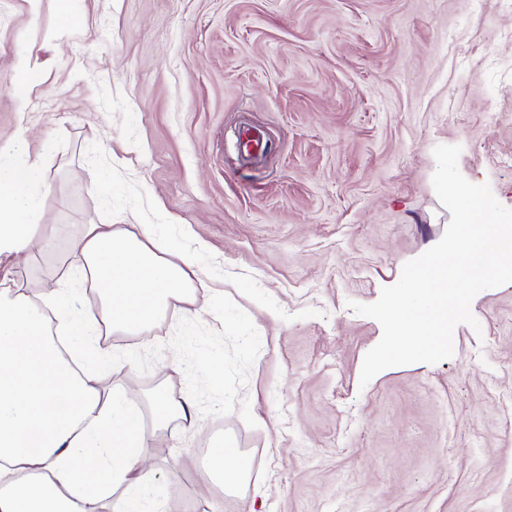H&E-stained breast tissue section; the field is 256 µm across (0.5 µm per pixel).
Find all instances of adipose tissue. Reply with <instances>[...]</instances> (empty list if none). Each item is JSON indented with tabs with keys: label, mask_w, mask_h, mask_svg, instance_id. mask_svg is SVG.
<instances>
[{
	"label": "adipose tissue",
	"mask_w": 512,
	"mask_h": 512,
	"mask_svg": "<svg viewBox=\"0 0 512 512\" xmlns=\"http://www.w3.org/2000/svg\"><path fill=\"white\" fill-rule=\"evenodd\" d=\"M38 184L39 163L17 135L0 150V257L53 249L52 238L37 233ZM74 250L99 312L77 315L69 289L51 290L48 301L75 347L105 328L143 331L193 285L190 265L158 255L134 227L85 225ZM147 440L138 415L105 398L92 371L74 372L62 358L29 295L1 288L0 512H86L111 483L134 488L112 512H154V478L141 455Z\"/></svg>",
	"instance_id": "adipose-tissue-1"
}]
</instances>
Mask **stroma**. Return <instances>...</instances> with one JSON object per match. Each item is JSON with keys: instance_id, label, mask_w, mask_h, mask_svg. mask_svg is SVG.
Masks as SVG:
<instances>
[{"instance_id": "35a3bbf8", "label": "stroma", "mask_w": 512, "mask_h": 512, "mask_svg": "<svg viewBox=\"0 0 512 512\" xmlns=\"http://www.w3.org/2000/svg\"><path fill=\"white\" fill-rule=\"evenodd\" d=\"M22 128L58 246L9 283L97 309L71 252L88 224L143 225L195 273L74 356L145 428L156 391L194 404L142 450L159 512H512V283L450 359L364 387L382 329L352 308L441 239L436 146L512 208V0H0V146ZM227 442L251 470L203 484Z\"/></svg>"}]
</instances>
